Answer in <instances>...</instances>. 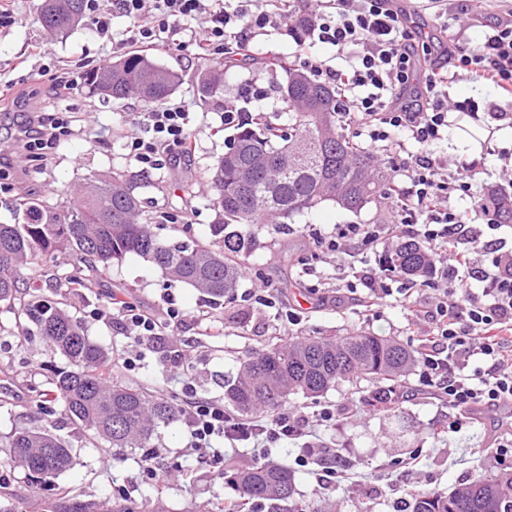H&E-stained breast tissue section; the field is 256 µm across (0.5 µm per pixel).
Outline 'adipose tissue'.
<instances>
[{
	"instance_id": "1",
	"label": "adipose tissue",
	"mask_w": 512,
	"mask_h": 512,
	"mask_svg": "<svg viewBox=\"0 0 512 512\" xmlns=\"http://www.w3.org/2000/svg\"><path fill=\"white\" fill-rule=\"evenodd\" d=\"M495 140L502 145H512V120L489 113H479L477 119L448 118V152L464 161L479 159L484 142Z\"/></svg>"
}]
</instances>
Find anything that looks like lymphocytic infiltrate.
Instances as JSON below:
<instances>
[{"mask_svg":"<svg viewBox=\"0 0 512 512\" xmlns=\"http://www.w3.org/2000/svg\"><path fill=\"white\" fill-rule=\"evenodd\" d=\"M420 2L447 39L442 52L410 25L403 0H309L305 5L300 0H154L150 8L144 0H112L111 10L99 11L94 23L99 35H108L113 11H121L131 18L132 37L143 47L164 43L179 49L188 43L204 61L222 57L232 43L248 48L253 31L303 15L310 21L309 35L320 42L340 50L357 47L356 57L345 64L333 67L307 57L302 66L335 87L349 135L364 139L366 149L390 164V221L340 224L316 243L325 251L344 245L360 251L386 235L417 237L434 262L447 264L444 281L431 283L422 297L405 291L402 302L414 320L432 322L431 334L420 339L419 388L446 402L457 431L474 410L512 403V248L497 235L502 222L492 198L473 189L476 167L451 163L436 147L448 130L449 112L472 117L480 110L472 98L449 101L448 85L457 76L470 74L512 96V0H470L455 14L449 13L448 0ZM488 11L496 14L494 24L478 40L463 41L461 33L475 15ZM188 16L206 22L184 41L176 21ZM73 121L66 112L36 113L26 151L47 156L74 136ZM133 122L146 131L128 136L126 147L143 170L194 147L192 114L179 103H162L134 115ZM471 279L483 283L481 293L468 288ZM112 313L134 328L138 343L155 340L161 322L176 326L184 318L173 305L160 320L119 298L112 301ZM183 392L179 412L190 445L208 450L215 473L224 471V451L214 447L215 439L249 441L257 448L288 439L300 444L296 465L318 464L327 480L339 476V465L323 457L314 439L316 429L335 420L332 409L244 418L223 403L197 397L192 376H185Z\"/></svg>","mask_w":512,"mask_h":512,"instance_id":"1","label":"lymphocytic infiltrate"}]
</instances>
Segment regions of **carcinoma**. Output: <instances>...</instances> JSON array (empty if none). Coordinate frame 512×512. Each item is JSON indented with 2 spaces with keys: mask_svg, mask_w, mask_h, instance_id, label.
<instances>
[{
  "mask_svg": "<svg viewBox=\"0 0 512 512\" xmlns=\"http://www.w3.org/2000/svg\"><path fill=\"white\" fill-rule=\"evenodd\" d=\"M87 0H42L39 20L56 36L77 28ZM280 87L288 106V128L256 115L236 128L233 146L210 172L214 237L221 248L196 240L172 241L154 231L159 216L144 210L137 189L148 182L139 172L95 176L70 204L57 206L22 197L14 223L0 224V309L15 315L21 331L38 333L71 368L48 379L49 393L72 422L114 448H148L159 427L179 417L161 397L116 381L106 368V349L92 341L62 302H49L24 287L22 268L36 258L66 252L89 269L68 275L74 288H91L97 278L128 254H136L167 276L220 302L234 295L243 262L257 245L251 226H284L301 212L332 202L357 211L389 193L391 177L375 157L344 133L336 89L312 79L285 59ZM222 74L198 77L206 97L219 89ZM182 84V77L153 56L131 50L103 70L88 73L84 87L104 100L137 95L159 104ZM503 223L512 224V194L498 192ZM390 273L411 282L431 279L433 260L420 242L398 243L380 260ZM417 351L371 333L351 336H296L252 352L236 379L224 383V402L242 416L273 414L295 397L316 398L354 378L380 383L369 405L387 407L388 393L416 365ZM0 444L11 449L9 465L35 485L51 482L71 468L72 449L49 429L17 424ZM224 485L234 495L217 512H245L254 502L271 506L295 494V473L285 462L239 467L228 461ZM410 512H512V472L477 479L445 493L419 489ZM47 512H165L159 503L119 497L111 502L59 496Z\"/></svg>",
  "mask_w": 512,
  "mask_h": 512,
  "instance_id": "cac0c4a2",
  "label": "carcinoma"
}]
</instances>
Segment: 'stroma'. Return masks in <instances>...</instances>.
Returning a JSON list of instances; mask_svg holds the SVG:
<instances>
[{"label":"stroma","mask_w":512,"mask_h":512,"mask_svg":"<svg viewBox=\"0 0 512 512\" xmlns=\"http://www.w3.org/2000/svg\"><path fill=\"white\" fill-rule=\"evenodd\" d=\"M40 0H15L16 22L0 33V79L14 81L18 96L7 111L0 112V162L7 164L8 178H0V222H10L11 203L28 194L52 203H66L87 177L115 171H139L129 157L124 142L131 131L130 115L149 111L150 105L131 96L104 101L85 89L56 97L44 69L48 61L74 69L91 60L103 65L120 57L113 40L127 37L129 18L113 13L110 37L99 36L91 19L68 35L51 36L38 18ZM48 43L52 57L30 56L31 44ZM309 53L328 64H336L335 47L318 39L297 49L287 28L253 33L249 60L232 55L201 62L191 48H156L161 64L181 74L175 101L204 114V121L191 127L196 148L190 156H172L160 169L151 171L150 181L139 194L152 213L181 215L192 208L191 223L167 224L165 236L211 241L215 213L210 204L207 173L214 161L229 148L233 129L221 125L220 111L235 105L248 113L263 109L287 122L288 110L278 87L286 81L282 71H261L259 64L277 56L298 62L300 53ZM221 70V90L203 99L197 77L204 68ZM53 109L73 113L78 133L62 142L48 162L30 160L21 147V133L32 113ZM389 216L384 201L351 212L325 203L295 216L287 230L268 227L257 231L258 244L244 264L237 296L224 304L210 302L205 294L171 281L158 267L130 254L113 265L99 279V286L81 293H68L62 279L73 273L69 255L55 260H39L27 265L24 275L30 286L45 299L66 297L70 311L81 320L90 339L102 345L112 357V374L123 382L145 388L180 403L178 378L191 374L198 396L220 400L224 382L236 377L240 364L255 349L271 341L291 336H344L367 331L394 337L409 347L419 345L415 330L409 328V311L395 299H388L378 316H365L357 298L337 302L339 288L353 278L355 270L378 267L379 260L395 244L381 239L370 251L317 253L314 238L330 233L339 224H385ZM266 288L285 292V301L301 317L299 325L283 328L274 309L248 300L249 290ZM122 293L142 309L162 315L167 302L184 313L181 325L162 326L156 341L135 345L132 332L118 318L94 319L93 309L108 304L111 294ZM135 360L134 368L123 365ZM9 368L0 373V434L17 423L43 426L68 439L73 446L74 465L50 485L32 490L18 470H0V485L13 488L14 512H45L51 498L67 492L86 499L109 500L130 496L136 499L162 498L167 512H211L215 503L227 497L223 479L213 475L204 452L189 447L183 420L159 428L150 448L125 452L108 443L93 442L63 414L61 407L39 396L46 375L68 369L67 359L38 335H17L14 317L0 312V364ZM417 374H409L402 384L408 397L391 409H376L365 399L374 390L369 380L342 383L315 399L292 398L289 409L313 410L329 406L336 421L320 433L324 447L338 453L345 466L343 481H320L319 466L296 468V492L288 503L289 512H395L397 500L413 489L435 488L451 491L479 477L501 472L502 466L487 448L502 431L494 418H486L454 433L447 406L433 395L417 392ZM418 456L410 475L396 469L397 461ZM154 457L167 477L151 478L145 469L146 457Z\"/></svg>","instance_id":"35a3bbf8"}]
</instances>
